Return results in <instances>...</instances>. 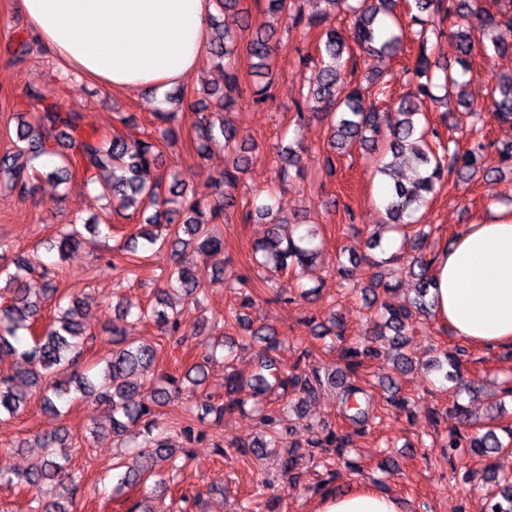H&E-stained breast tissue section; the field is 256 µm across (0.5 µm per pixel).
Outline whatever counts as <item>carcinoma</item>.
<instances>
[{
	"instance_id": "1",
	"label": "carcinoma",
	"mask_w": 512,
	"mask_h": 512,
	"mask_svg": "<svg viewBox=\"0 0 512 512\" xmlns=\"http://www.w3.org/2000/svg\"><path fill=\"white\" fill-rule=\"evenodd\" d=\"M242 0H216L220 14L233 16L235 24H248V11L241 8ZM305 0H265L266 11L279 18L291 21L297 26L303 17L302 4ZM339 7L354 18L356 43L359 52L366 58H382L396 54L406 35L405 28L393 20L396 0H323ZM416 13L410 15L411 24L419 26L413 40L418 43L414 74L417 77L405 94L393 103V113L380 111L369 99L368 88L350 79L348 65L356 64L353 50L342 38L339 30L326 24L329 14L309 18V23L323 26L320 46V62L313 67L308 79L307 93L296 105L297 117L302 120L305 112H320L328 119L326 163L333 167L332 154L349 149L358 143L369 152L382 150L377 158V171L393 180L389 185V199L385 205V228L403 233L410 225V219L427 202L437 185L453 174L458 179L469 180L488 169L486 145L475 141L465 150L449 143L432 145L428 129L421 125L418 100L428 97L436 102L446 100L433 94L432 89L457 90V120L462 117H481L486 110L493 120L500 124H512V73L498 79L492 87L487 108H476L458 91L467 84V64L475 50L470 28L458 25L463 18L482 31L496 54L504 53L509 47L497 37L496 30L502 25L512 26V15L493 14L482 8L479 0H413ZM448 22L449 34L455 40L456 63L461 71L452 69L432 59L435 39L441 31L436 21ZM276 30L259 29L247 42V56L251 60L253 75L265 78L274 64L277 48L274 37ZM241 52V41L231 25L225 20L214 23L209 41V53L219 66H224V89H211L201 85L199 92L216 99L215 109L202 105L195 125V140L198 148L206 150L208 143L223 137L227 155L220 177L208 184L213 200L210 218L202 219L200 202L188 192L185 182L173 174L166 178L160 173L162 155L154 138H134L117 129L108 135L88 131L84 117L71 112L60 103L45 102V96L36 95L41 109L32 115L28 112L19 116L17 140L13 149L0 155V184L23 197L33 189L35 179L63 181L72 174V168H80L84 174L93 176L108 172L112 182L103 193L108 208L120 215L134 205L152 210L146 224L138 225L131 235L126 248L131 253L138 250L153 251L169 247L173 266L165 274L167 288L182 292L186 297L197 298L204 292L207 283L224 280V287L239 289L246 279L239 275L218 270L209 280H204L201 269L195 261L184 258L188 248L203 256L217 254L224 249V239L211 228V220L225 215L235 206V189L240 175L249 165L248 148L238 144L234 126L224 120V113L234 111L242 101L238 71L233 62ZM186 97L185 88L176 86L165 92L167 107L155 113V118L166 124L160 130V138L174 140L175 132L167 127L175 113L170 107L181 103ZM251 102L262 107L273 99L271 82L256 84L250 93ZM303 148L301 140L295 138L292 145L281 150V165L278 178L287 182L291 171L298 168ZM410 172L402 178L401 170ZM254 207L248 209L244 220L252 218L268 220L278 227L288 223L279 216L273 203V195L254 198ZM304 227L301 234L282 236L276 231L266 240L255 244L253 258L261 267L272 273L293 270L303 273L323 254L320 227L311 220L297 221ZM99 232V224H65L59 230L52 244L60 257L78 249L84 243V233ZM433 258L421 252L405 267L406 273L416 280V295L407 305L394 308L385 299H379L377 288L383 294L395 292L398 284L372 280V301H380L384 310L383 319L374 324V333L388 338L397 352L395 369L412 368L420 357L408 352L410 338L409 324L418 317L432 315V304L428 299L433 278L429 274ZM39 268L36 259L18 257L9 263L0 262V291L12 294L11 302L0 305V361L15 359L17 368L0 375V420L12 418L26 405L29 396L40 397L43 411L60 414L64 402L81 397L107 407L112 436L122 437L136 432L142 442L135 449L124 454L112 467L113 491L123 492L149 478H156L155 487L165 488L166 478L178 470L175 449L166 439L153 431L159 428L155 408L168 405L171 401L189 394L190 404L185 408L186 417L180 422L179 431L187 437L195 436L198 425L208 418L219 422L224 413L234 408L245 409L249 401L270 392H278L282 398L293 392L297 405L318 395L323 382L336 384V373L322 379L320 367L311 362V352L304 348L290 367L281 366L274 353L279 349L277 332L269 327L253 328L250 318L237 312L218 314L213 323L226 326L236 324L244 331L241 341L246 344H262L260 373L249 381H243L235 374L224 377V394L229 396L219 402L209 395L206 383V364L216 357L217 346L207 348L201 360L193 363L183 375L176 377L163 374L152 379L137 378L148 371L157 358V348L149 341L129 340L117 323H112V355L97 372L81 367L85 327L81 322V301L60 292L53 282H46L41 294L33 297L27 288V276ZM54 307V317L42 331L36 330L38 315L43 304ZM164 297L156 304L137 313L116 303L118 317L135 315L141 320L146 317L164 328L174 344L185 347L194 336L182 328L177 313L167 311ZM27 334L32 344L24 349L18 347L19 336ZM360 349L351 344L343 348L341 358L350 379L341 386L340 402L345 428L330 429L324 437L308 440L307 447L319 448L322 452L342 455L348 447L351 432L363 433L368 422L375 418V406L369 392L356 380L362 367ZM438 368L446 369L445 378L455 380L461 376L462 362L458 354H444V360L436 361ZM388 393L386 405L405 410L409 400L401 396L395 382L385 385ZM290 403L259 411L260 424L269 434V439H259L251 445V451L258 457L263 449L276 447L279 437L275 427L281 412ZM34 444L42 449L27 469L15 476L0 474V480L14 482L34 491L32 512H77L76 477L71 472V438L65 430L35 435ZM442 457L453 459L460 448H470L476 454L486 456L500 453L504 445L497 435L496 427L485 424L482 432L466 437L452 432L441 444ZM241 450L242 454L249 453ZM501 499L489 500L485 512H512V482L506 481L500 489Z\"/></svg>"
}]
</instances>
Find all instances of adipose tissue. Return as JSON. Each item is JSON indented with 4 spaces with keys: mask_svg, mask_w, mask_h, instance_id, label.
Here are the masks:
<instances>
[{
    "mask_svg": "<svg viewBox=\"0 0 512 512\" xmlns=\"http://www.w3.org/2000/svg\"><path fill=\"white\" fill-rule=\"evenodd\" d=\"M29 32L68 70L115 92L164 91L195 77L213 0H17ZM433 313L468 344L512 347V213L469 224L439 252ZM317 512H403L371 488L327 493Z\"/></svg>",
    "mask_w": 512,
    "mask_h": 512,
    "instance_id": "ef3b65f1",
    "label": "adipose tissue"
}]
</instances>
